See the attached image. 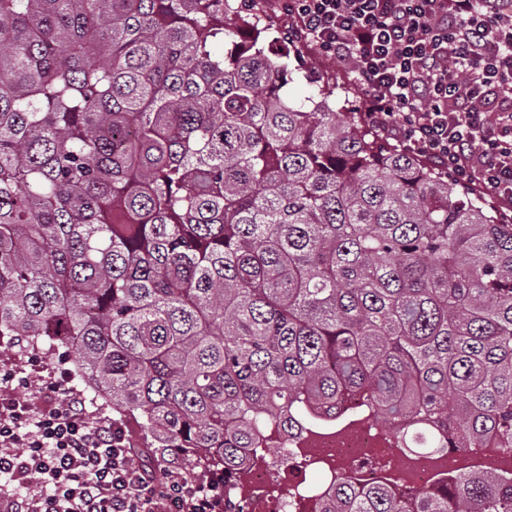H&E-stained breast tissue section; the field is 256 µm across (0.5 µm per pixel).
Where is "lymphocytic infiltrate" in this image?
Instances as JSON below:
<instances>
[{
	"label": "lymphocytic infiltrate",
	"mask_w": 512,
	"mask_h": 512,
	"mask_svg": "<svg viewBox=\"0 0 512 512\" xmlns=\"http://www.w3.org/2000/svg\"><path fill=\"white\" fill-rule=\"evenodd\" d=\"M288 39L348 68L372 125L512 212V0H283ZM224 476L150 468L68 371L0 374V512H224Z\"/></svg>",
	"instance_id": "1"
}]
</instances>
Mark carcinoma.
Here are the masks:
<instances>
[{
	"mask_svg": "<svg viewBox=\"0 0 512 512\" xmlns=\"http://www.w3.org/2000/svg\"><path fill=\"white\" fill-rule=\"evenodd\" d=\"M234 10L0 0V336L75 350L201 475L356 394L409 448H512V223L330 87L288 102ZM325 512H512V484L343 481Z\"/></svg>",
	"mask_w": 512,
	"mask_h": 512,
	"instance_id": "obj_1",
	"label": "carcinoma"
}]
</instances>
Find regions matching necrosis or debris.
<instances>
[{"label": "necrosis or debris", "mask_w": 512, "mask_h": 512, "mask_svg": "<svg viewBox=\"0 0 512 512\" xmlns=\"http://www.w3.org/2000/svg\"><path fill=\"white\" fill-rule=\"evenodd\" d=\"M348 402L333 421L278 432L279 457L244 451V464L227 481L244 512H323L339 482L388 484L402 503L438 482L487 472L512 479V449L495 446L458 450H411L395 431L359 415Z\"/></svg>", "instance_id": "obj_1"}]
</instances>
